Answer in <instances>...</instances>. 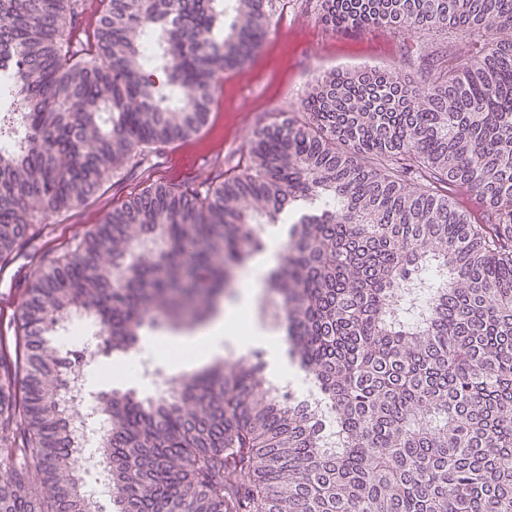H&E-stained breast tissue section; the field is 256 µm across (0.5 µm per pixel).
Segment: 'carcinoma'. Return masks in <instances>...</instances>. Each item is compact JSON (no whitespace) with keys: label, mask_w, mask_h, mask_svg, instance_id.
<instances>
[{"label":"carcinoma","mask_w":512,"mask_h":512,"mask_svg":"<svg viewBox=\"0 0 512 512\" xmlns=\"http://www.w3.org/2000/svg\"><path fill=\"white\" fill-rule=\"evenodd\" d=\"M104 60L74 0H0V261L29 225L80 204L137 149L195 133L215 74L270 20L262 0H102ZM337 31L451 32L470 57L316 80L299 115L202 195L150 187L34 277L19 346L0 356V512H89L63 410L56 319L87 310L103 351L145 327L194 329L253 254L292 226L270 274L288 353L322 409L272 394L249 357L146 403L104 394L115 512H512V0H322ZM163 54L150 55L154 41ZM167 76L169 92L154 72Z\"/></svg>","instance_id":"carcinoma-1"}]
</instances>
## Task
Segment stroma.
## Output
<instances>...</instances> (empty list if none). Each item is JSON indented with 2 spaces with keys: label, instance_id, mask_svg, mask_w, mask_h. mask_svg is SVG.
I'll list each match as a JSON object with an SVG mask.
<instances>
[{
  "label": "stroma",
  "instance_id": "obj_1",
  "mask_svg": "<svg viewBox=\"0 0 512 512\" xmlns=\"http://www.w3.org/2000/svg\"><path fill=\"white\" fill-rule=\"evenodd\" d=\"M319 0H277L268 37L241 66L216 75L217 94L209 130L191 142L178 141L142 151L138 162L107 177L82 204L33 224L11 266L0 272V297L17 288L26 292L34 274L53 258L72 256L79 232L102 223L112 208L142 192L156 178L171 176L177 157L191 153L197 165L195 189L204 191L237 174L259 127L271 116L296 112L315 74L346 68L408 72L419 54L465 62L466 37L391 27L342 36L319 20Z\"/></svg>",
  "mask_w": 512,
  "mask_h": 512
}]
</instances>
